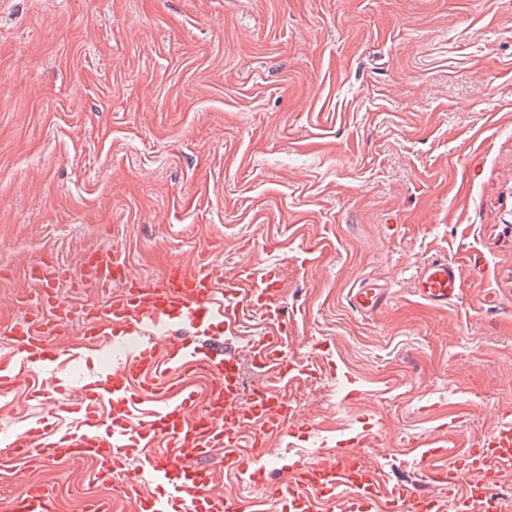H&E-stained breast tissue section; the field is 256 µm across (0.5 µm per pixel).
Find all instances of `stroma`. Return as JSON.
<instances>
[{
	"mask_svg": "<svg viewBox=\"0 0 512 512\" xmlns=\"http://www.w3.org/2000/svg\"><path fill=\"white\" fill-rule=\"evenodd\" d=\"M103 246L148 278L279 267L300 417L253 500L319 450L388 483L419 469L408 445L487 438L512 417V0H0V359L29 369L0 394V501L88 491L92 462L17 475L9 445L82 423L31 393L113 358L72 335L31 366L9 329L24 257L62 297L121 294L71 285ZM437 255L463 279L443 307L413 290ZM350 300L354 307L361 312H371L377 309L385 300L382 293L373 287H361L352 290Z\"/></svg>",
	"mask_w": 512,
	"mask_h": 512,
	"instance_id": "stroma-1",
	"label": "stroma"
}]
</instances>
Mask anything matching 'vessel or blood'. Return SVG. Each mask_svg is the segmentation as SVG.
<instances>
[{"label": "vessel or blood", "instance_id": "1", "mask_svg": "<svg viewBox=\"0 0 512 512\" xmlns=\"http://www.w3.org/2000/svg\"><path fill=\"white\" fill-rule=\"evenodd\" d=\"M80 271L84 284L108 288L117 282L122 294L78 308L61 299L46 304L44 310L11 326L18 352L32 363L56 362L59 354L53 337L75 329L84 342L111 345L125 353L124 362L113 369L112 383L83 388L84 397L119 404L126 401L132 385L145 383L167 398L160 407L139 412L133 425L103 432L81 426L59 438L48 432L23 434L11 444L16 458L67 454L92 460L96 463L93 479L108 481L113 472L126 468L141 442L161 438L167 452L146 456L140 471L123 485L124 497H134L143 483L159 480L169 484L171 491L152 498L149 512H251L249 503L225 497L202 460L213 449L224 447L226 466L247 472L249 463L238 452L244 440L243 424L282 434L296 416L287 396L266 386L270 366L288 348L279 271L256 269L243 277H227L201 263L191 272L165 271L153 282L135 274L121 250L109 248L84 254ZM414 285L422 299L445 304L456 297L463 280L459 267L443 256L424 264ZM350 300L357 310L370 312L382 304L384 296L364 286L352 292ZM249 308L262 313L271 330L252 341L257 392L245 402L240 398L231 346L217 344L201 350L186 345L179 327L203 316L224 321L227 331L236 335ZM196 363L206 364L212 376L213 397L204 407L189 394L169 396L182 372ZM426 445L432 463L414 481L387 488L376 468L362 462L358 452L341 458L320 451L300 467L294 481L277 484L273 494L289 512H317L324 497L334 512H506L494 487L502 472L512 467L511 420L501 423L486 447L471 448L456 457L438 440H427ZM447 456L452 459L449 466H436V459ZM466 473L473 474L471 483H464ZM426 482L435 485V492L422 491ZM5 512H55L53 496L43 486L29 484L9 501Z\"/></svg>", "mask_w": 512, "mask_h": 512}]
</instances>
